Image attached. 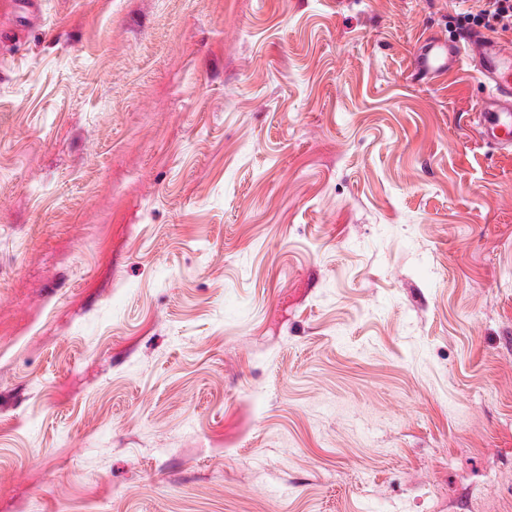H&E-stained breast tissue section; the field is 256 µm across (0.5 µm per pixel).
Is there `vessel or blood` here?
<instances>
[{
	"mask_svg": "<svg viewBox=\"0 0 512 512\" xmlns=\"http://www.w3.org/2000/svg\"><path fill=\"white\" fill-rule=\"evenodd\" d=\"M413 62L428 78L474 67L485 88L473 114L478 134L501 150L512 149V47L482 32L461 43L434 37L423 42Z\"/></svg>",
	"mask_w": 512,
	"mask_h": 512,
	"instance_id": "vessel-or-blood-1",
	"label": "vessel or blood"
}]
</instances>
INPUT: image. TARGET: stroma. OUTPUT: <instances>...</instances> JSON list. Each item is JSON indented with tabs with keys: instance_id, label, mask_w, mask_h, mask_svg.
I'll return each mask as SVG.
<instances>
[{
	"instance_id": "1",
	"label": "stroma",
	"mask_w": 512,
	"mask_h": 512,
	"mask_svg": "<svg viewBox=\"0 0 512 512\" xmlns=\"http://www.w3.org/2000/svg\"><path fill=\"white\" fill-rule=\"evenodd\" d=\"M467 8H0V512H512Z\"/></svg>"
}]
</instances>
